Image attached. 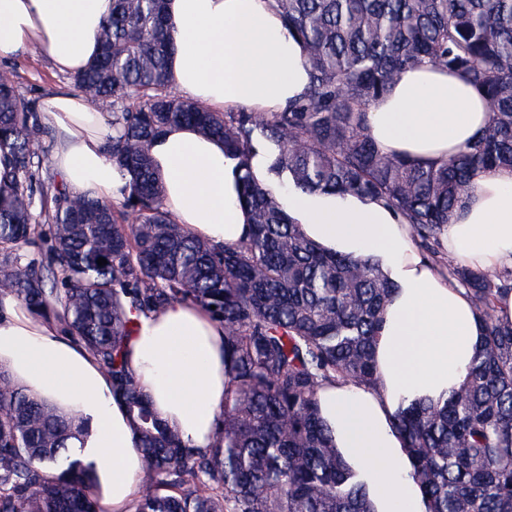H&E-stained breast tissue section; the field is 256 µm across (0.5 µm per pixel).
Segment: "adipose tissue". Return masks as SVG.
I'll return each mask as SVG.
<instances>
[{
    "instance_id": "1",
    "label": "adipose tissue",
    "mask_w": 512,
    "mask_h": 512,
    "mask_svg": "<svg viewBox=\"0 0 512 512\" xmlns=\"http://www.w3.org/2000/svg\"><path fill=\"white\" fill-rule=\"evenodd\" d=\"M111 0H0V58L32 46L62 72L87 67ZM176 53L173 88L216 111L280 112L309 93L303 43L274 0H168ZM488 113L460 75L425 64L405 70L372 109L368 133L386 154L441 161L478 136ZM39 121L54 136L51 165L71 196L122 199L127 176L107 143L112 115L75 93L42 101ZM163 204L176 223L213 246L242 241L248 216L235 162L224 144L195 128H168L151 148ZM467 208L442 234L444 251L474 270L512 267V171L479 172ZM288 210L322 248L378 264L394 285L375 347L377 384H328L321 419L357 467L375 512H427L410 476L403 437L392 426L399 402L460 389L485 325L465 290L423 256L408 224L384 202L356 195L292 192ZM127 358L161 420L184 444H212L224 408V326L195 303L178 301L133 318ZM0 367L13 381L90 432L83 461L96 474L107 512H130L143 459L124 405L82 347L0 294Z\"/></svg>"
}]
</instances>
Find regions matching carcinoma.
I'll list each match as a JSON object with an SVG mask.
<instances>
[{
    "instance_id": "obj_1",
    "label": "carcinoma",
    "mask_w": 512,
    "mask_h": 512,
    "mask_svg": "<svg viewBox=\"0 0 512 512\" xmlns=\"http://www.w3.org/2000/svg\"><path fill=\"white\" fill-rule=\"evenodd\" d=\"M166 0H112L94 62L70 79L112 100L123 200L75 199L39 151V102L0 80V293L59 324L112 381L145 460L132 512H374L318 413L330 383L376 384L373 348L392 286L368 259L309 240L274 188L352 194L400 213L440 261V235L475 172L512 170V0H274L307 46L308 97L281 112H217L170 91ZM465 76L488 122L455 156L380 151L371 107L408 68ZM224 141L250 231L236 246L190 235L164 208L150 158L171 124ZM103 257L107 264H97ZM486 327L468 382L393 416L428 512H512V325L494 301L512 270L455 266ZM191 301L224 323V410L189 448L154 412L125 343L134 313ZM86 431L0 367V512H101L79 453Z\"/></svg>"
}]
</instances>
